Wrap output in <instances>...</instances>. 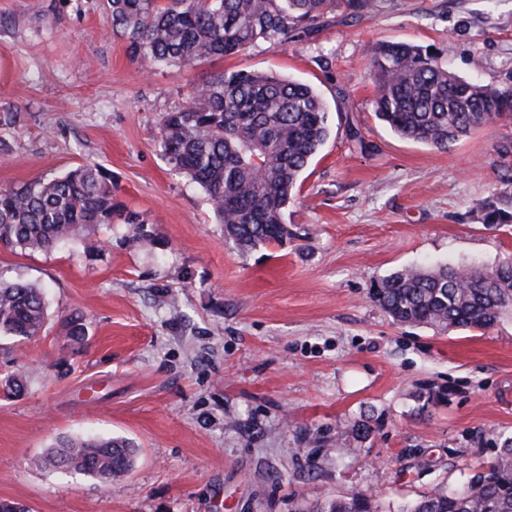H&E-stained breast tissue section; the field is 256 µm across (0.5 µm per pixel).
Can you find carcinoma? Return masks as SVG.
<instances>
[{"instance_id":"cac0c4a2","label":"carcinoma","mask_w":512,"mask_h":512,"mask_svg":"<svg viewBox=\"0 0 512 512\" xmlns=\"http://www.w3.org/2000/svg\"><path fill=\"white\" fill-rule=\"evenodd\" d=\"M379 0H106L112 33L149 70L194 67L241 53L261 40L317 32L342 10L372 11ZM376 84L377 118L397 136L447 149L474 129L512 118V82L480 83L448 69L444 51L411 43H378L368 59ZM330 135L327 105L317 88L274 72L231 71L202 81L183 104L164 113L163 156L208 196L224 234L250 251L288 238L284 214L302 172ZM112 177L80 165L52 178L0 188V242L22 251L48 252L89 238L112 223ZM481 223L512 224V167L479 205ZM438 264L408 267L369 293L394 322L430 325L444 332L485 330L512 307V262L492 271ZM48 307L42 289L0 282V334L26 339L42 332ZM421 410L448 401V388L416 394ZM124 439L61 440L47 462L108 483L133 463ZM476 487L433 489L401 512H512V436L503 438L495 467L472 477ZM307 512H379L375 496L356 492L327 498Z\"/></svg>"}]
</instances>
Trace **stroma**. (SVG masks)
<instances>
[{"label":"stroma","mask_w":512,"mask_h":512,"mask_svg":"<svg viewBox=\"0 0 512 512\" xmlns=\"http://www.w3.org/2000/svg\"><path fill=\"white\" fill-rule=\"evenodd\" d=\"M386 41L435 46L458 75L500 83L512 79V0H383L311 35L149 73L105 0H0V108L21 116L0 129V187L98 164L119 207L92 244H0V279L39 285L48 303L39 336L0 335V500L299 512L359 491L397 512L494 459L512 434V314L442 334L393 322L369 290L424 263L512 260V226L487 228L477 212L512 165V123L445 150L398 137L376 118L367 75ZM236 70L311 83L332 127L285 214L288 239L246 253L159 148L164 113ZM73 319L82 335H69ZM442 385L447 403L419 411L415 393ZM89 437L129 442V472L104 483L36 466L59 440Z\"/></svg>","instance_id":"obj_1"}]
</instances>
